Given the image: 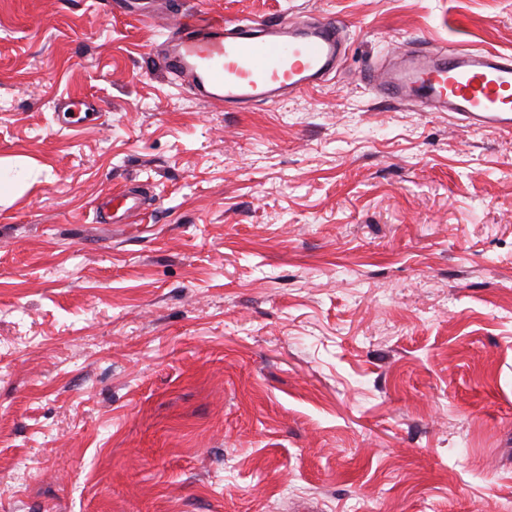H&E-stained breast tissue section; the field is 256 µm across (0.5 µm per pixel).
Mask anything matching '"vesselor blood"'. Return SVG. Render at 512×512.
I'll use <instances>...</instances> for the list:
<instances>
[{
	"mask_svg": "<svg viewBox=\"0 0 512 512\" xmlns=\"http://www.w3.org/2000/svg\"><path fill=\"white\" fill-rule=\"evenodd\" d=\"M344 26L321 16L247 24L221 17L180 15L165 32L163 65L191 91L219 108L275 102L320 85L345 54ZM393 63L367 78L392 102L451 112L478 129L512 131V56L456 46L401 44ZM84 99L65 101L58 119L75 128L95 120ZM143 211L141 197L122 189L96 209L101 224H131Z\"/></svg>",
	"mask_w": 512,
	"mask_h": 512,
	"instance_id": "obj_1",
	"label": "vessel or blood"
}]
</instances>
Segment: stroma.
<instances>
[{"mask_svg": "<svg viewBox=\"0 0 512 512\" xmlns=\"http://www.w3.org/2000/svg\"><path fill=\"white\" fill-rule=\"evenodd\" d=\"M184 3L348 52L227 112L163 71L171 0H0V512H512V132L364 77L512 54V0ZM64 106L58 109L57 117L62 127L75 128L81 125L89 124L98 118L99 110L80 97H69L64 101ZM83 106L86 108L83 110ZM65 112V113H62ZM91 112V113H90ZM144 210L141 197L131 189L108 194L96 208L99 224H135Z\"/></svg>", "mask_w": 512, "mask_h": 512, "instance_id": "stroma-1", "label": "stroma"}]
</instances>
